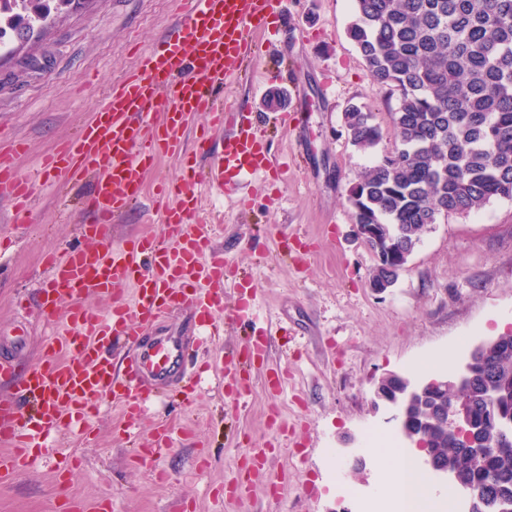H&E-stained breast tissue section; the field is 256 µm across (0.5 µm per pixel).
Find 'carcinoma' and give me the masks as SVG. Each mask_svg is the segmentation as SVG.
Wrapping results in <instances>:
<instances>
[{"label":"carcinoma","mask_w":512,"mask_h":512,"mask_svg":"<svg viewBox=\"0 0 512 512\" xmlns=\"http://www.w3.org/2000/svg\"><path fill=\"white\" fill-rule=\"evenodd\" d=\"M50 0H0L20 38L50 13ZM349 38L373 81L399 91L392 113L398 144L376 151L381 140L371 114L358 106L344 113L350 141L374 161L352 185L348 205L355 225L371 224V253L393 243L394 256L374 262L370 280L391 288L422 234L449 213L512 200V0H355ZM477 360L473 380L460 389H434L411 417L430 420L440 401L470 407L473 426L488 452L472 456L445 425L423 433L428 448L457 473L471 500L512 489V433L493 425L512 415V333Z\"/></svg>","instance_id":"obj_1"}]
</instances>
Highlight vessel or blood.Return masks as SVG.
<instances>
[{"label":"vessel or blood","instance_id":"1","mask_svg":"<svg viewBox=\"0 0 512 512\" xmlns=\"http://www.w3.org/2000/svg\"><path fill=\"white\" fill-rule=\"evenodd\" d=\"M182 2V22L140 55L77 137L42 156L26 174L15 164L26 151L24 142L0 146V193L12 200L16 223H25L35 210V190L45 178H89L94 220L86 232L98 243L47 259L43 309L51 314L58 303H68V319L48 354L21 377L13 399L0 402V440L13 445L9 454H0L1 474L25 466L40 451L47 431L84 425L102 397H111L123 409L125 423H133L153 401L156 388L177 377L186 350L182 337L157 336L137 345L121 377L100 354L111 337L134 339L136 326L153 324L181 305L196 309L201 327H215L212 311L223 304L228 261L212 250V228L197 217L201 188L195 174L184 172L178 183L162 188L170 199L158 218L165 237L116 244L112 220L138 203L144 175L158 157L183 153L180 132L199 114L209 123L198 147L225 125L235 129L224 140L217 188L242 185L268 171L270 151L255 133L251 113L216 108L215 92L238 63L255 53L284 0ZM162 99L169 107L160 113L156 106ZM129 284L134 294H127ZM90 293L110 296V309L89 307L84 297Z\"/></svg>","mask_w":512,"mask_h":512}]
</instances>
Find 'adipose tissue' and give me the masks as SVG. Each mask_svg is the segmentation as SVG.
<instances>
[{
  "instance_id": "ef3b65f1",
  "label": "adipose tissue",
  "mask_w": 512,
  "mask_h": 512,
  "mask_svg": "<svg viewBox=\"0 0 512 512\" xmlns=\"http://www.w3.org/2000/svg\"><path fill=\"white\" fill-rule=\"evenodd\" d=\"M375 455L385 479L379 487L394 512H430L433 494L425 475H410L406 449L393 445L376 449Z\"/></svg>"
}]
</instances>
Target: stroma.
<instances>
[{"instance_id":"obj_1","label":"stroma","mask_w":512,"mask_h":512,"mask_svg":"<svg viewBox=\"0 0 512 512\" xmlns=\"http://www.w3.org/2000/svg\"><path fill=\"white\" fill-rule=\"evenodd\" d=\"M353 18L354 0H287L280 34L221 93L225 105L253 112L257 134L288 165L278 178L201 199L213 248L252 280V319L235 318L239 296L225 288L220 333L192 355L201 377L191 398L171 389L128 431L119 407L101 400L89 435L52 431L28 469L0 479V512H386L375 492L382 474L365 446L373 429L402 436L391 410H373V386L390 373L421 382L449 374L475 342L512 327V200L440 217L396 284L371 288L372 254L355 235L347 196L374 156L352 146L344 113L366 106L382 147L392 148L397 94L374 85L347 34ZM180 19L178 0H73L28 39L9 38L0 141L26 143L19 172L88 122L138 51ZM274 89L286 91L285 111L265 108ZM206 125L197 116L183 130L188 159L164 157L146 173L141 204L113 225V240L163 234L146 220L155 183L176 182L189 164L207 179L233 132L225 127L201 155L194 145ZM90 190L87 181L59 193L38 188L24 224L0 197V340L11 343L13 365L0 373V398L66 320L63 304L46 316L36 285L51 253L83 244L72 215ZM266 326L272 345L250 368L248 388L225 392L221 361ZM428 357L437 360L430 375L415 368ZM274 376L281 391L267 387ZM161 424L172 430L167 449L136 457ZM258 449L267 462L256 471ZM358 455L360 473L350 467ZM233 480L238 491L223 494Z\"/></svg>"}]
</instances>
